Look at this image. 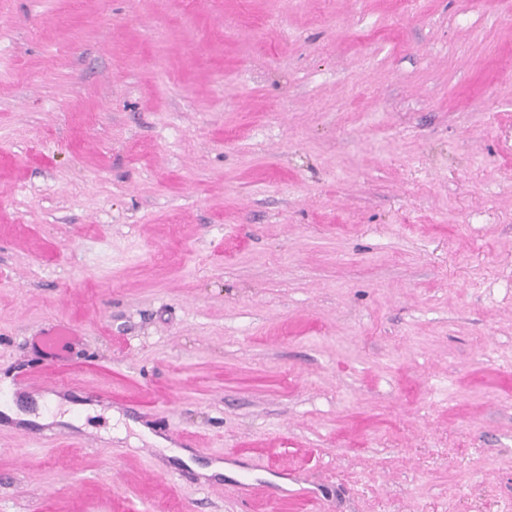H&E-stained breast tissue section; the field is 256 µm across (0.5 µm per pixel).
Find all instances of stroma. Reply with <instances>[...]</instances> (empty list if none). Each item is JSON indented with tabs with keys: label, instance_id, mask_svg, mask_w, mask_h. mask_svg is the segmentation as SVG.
I'll return each instance as SVG.
<instances>
[{
	"label": "stroma",
	"instance_id": "obj_1",
	"mask_svg": "<svg viewBox=\"0 0 512 512\" xmlns=\"http://www.w3.org/2000/svg\"><path fill=\"white\" fill-rule=\"evenodd\" d=\"M0 512H512V0H0Z\"/></svg>",
	"mask_w": 512,
	"mask_h": 512
}]
</instances>
